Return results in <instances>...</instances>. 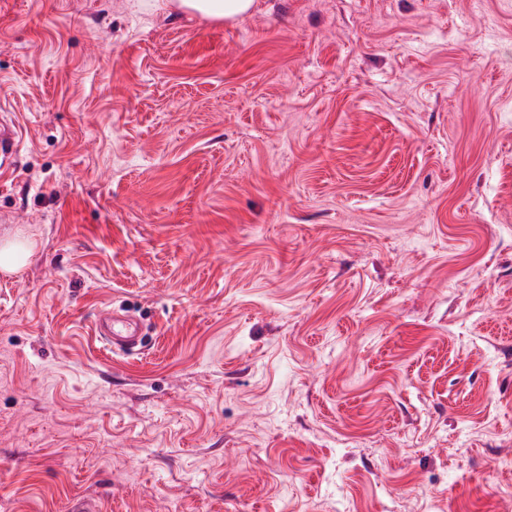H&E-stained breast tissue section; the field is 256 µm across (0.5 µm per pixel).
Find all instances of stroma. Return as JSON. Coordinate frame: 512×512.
<instances>
[{
  "label": "stroma",
  "mask_w": 512,
  "mask_h": 512,
  "mask_svg": "<svg viewBox=\"0 0 512 512\" xmlns=\"http://www.w3.org/2000/svg\"><path fill=\"white\" fill-rule=\"evenodd\" d=\"M0 107V512H503L512 0H0ZM254 0H179V7L214 20H235L249 13ZM0 174L12 168L16 162L20 134L16 115L0 108ZM35 243L30 239L13 236L0 243V272L14 274L24 269L34 253ZM96 336L102 338L110 351L132 349L139 342L138 326L133 321L112 316L110 309L104 308L95 323Z\"/></svg>",
  "instance_id": "1"
}]
</instances>
